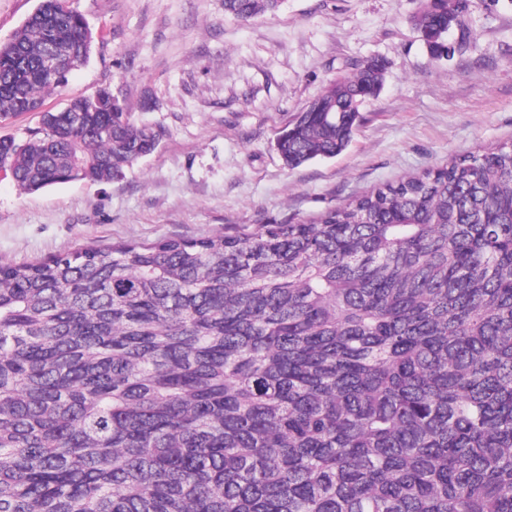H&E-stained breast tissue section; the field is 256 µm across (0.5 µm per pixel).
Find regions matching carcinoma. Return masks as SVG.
I'll return each instance as SVG.
<instances>
[{
    "instance_id": "1",
    "label": "carcinoma",
    "mask_w": 512,
    "mask_h": 512,
    "mask_svg": "<svg viewBox=\"0 0 512 512\" xmlns=\"http://www.w3.org/2000/svg\"><path fill=\"white\" fill-rule=\"evenodd\" d=\"M457 2L417 18L436 53ZM92 43L39 0L0 44V120ZM383 82L373 60L297 113L285 165L342 153ZM164 137L99 92L0 139V167L109 181ZM0 512H512V145L306 222L1 261Z\"/></svg>"
}]
</instances>
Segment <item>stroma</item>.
<instances>
[{
  "label": "stroma",
  "mask_w": 512,
  "mask_h": 512,
  "mask_svg": "<svg viewBox=\"0 0 512 512\" xmlns=\"http://www.w3.org/2000/svg\"><path fill=\"white\" fill-rule=\"evenodd\" d=\"M425 4L283 0L242 21L225 14L224 0H69L92 31L90 61L45 96L41 111L0 121V138L26 139L42 111L102 87L166 136L112 182L24 193L0 172V261L306 221L380 184L512 144V0H469L463 28L448 36L454 50L440 58L414 23ZM374 57L386 63L384 85L361 105L347 149L288 168L279 133Z\"/></svg>",
  "instance_id": "obj_1"
}]
</instances>
